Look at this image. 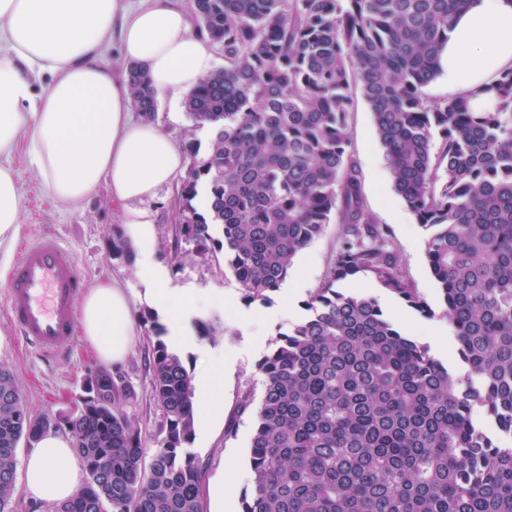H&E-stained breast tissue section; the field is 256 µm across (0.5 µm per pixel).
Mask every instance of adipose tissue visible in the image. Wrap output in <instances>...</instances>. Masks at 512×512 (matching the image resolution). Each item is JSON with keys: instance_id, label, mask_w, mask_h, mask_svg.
I'll use <instances>...</instances> for the list:
<instances>
[{"instance_id": "ef3b65f1", "label": "adipose tissue", "mask_w": 512, "mask_h": 512, "mask_svg": "<svg viewBox=\"0 0 512 512\" xmlns=\"http://www.w3.org/2000/svg\"><path fill=\"white\" fill-rule=\"evenodd\" d=\"M114 41L122 60L142 66L156 94L174 106L214 66L209 40L193 33L177 0H0V245L20 230L22 197L11 163L17 152L71 206L107 190L139 242L135 263L146 301L165 315L174 344L189 345L193 321L223 310L224 301L169 287L144 247L152 220L141 204L184 172L186 158L155 121L135 117L125 74L104 60ZM510 68L512 0H473L440 58L448 92L472 93L473 111H483L492 101L474 89ZM80 324L103 363L122 362L135 334L128 289L114 280L94 284ZM22 485L46 504L73 497L82 473L70 437L44 433L22 462Z\"/></svg>"}]
</instances>
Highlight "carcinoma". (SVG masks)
<instances>
[{
    "label": "carcinoma",
    "instance_id": "1",
    "mask_svg": "<svg viewBox=\"0 0 512 512\" xmlns=\"http://www.w3.org/2000/svg\"><path fill=\"white\" fill-rule=\"evenodd\" d=\"M469 0H193L194 31L224 51V69L185 99L214 136L194 141L174 209L178 237L224 252L249 303H265L331 217L341 242L307 314L259 361L264 394L250 444L243 512H512V70L470 96L431 101L454 18ZM135 108L156 118L146 71L127 68ZM361 86L395 190L430 231L426 257L466 375L405 335L368 281L431 313L375 223L351 151L350 85ZM208 212L196 207L201 187ZM221 227L222 238L210 234ZM112 256L132 262L119 227ZM152 388L164 412L145 461L141 430L83 381L72 434L87 482L51 512H204L186 451L195 388L181 357L152 343ZM42 435L10 371L0 368V512H12L21 441Z\"/></svg>",
    "mask_w": 512,
    "mask_h": 512
}]
</instances>
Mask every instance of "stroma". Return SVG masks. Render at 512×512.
Returning <instances> with one entry per match:
<instances>
[{
    "mask_svg": "<svg viewBox=\"0 0 512 512\" xmlns=\"http://www.w3.org/2000/svg\"><path fill=\"white\" fill-rule=\"evenodd\" d=\"M350 94L354 110L350 116L351 148L362 173L365 204L376 223L391 231L400 266L415 288L430 304L433 315L424 318L391 294L363 282L359 291L377 296L384 311L411 338L428 346L430 353L448 364L456 375H464L466 366L458 359V342L448 325L446 306L431 277L425 258L426 230L417 223L395 191L393 179L379 143L374 117L359 85ZM175 143L196 140L208 148L213 137L210 126L195 125L186 112H172L168 99L158 101L156 116ZM20 172L23 213L18 244L34 240L45 232L58 234L73 252L77 265L89 281L115 278L132 290H141L134 265L112 255L114 226L122 225L124 214L107 192H99L81 208L53 199L41 181L26 170L24 153L13 158ZM175 185L162 187L143 204L154 221L149 243L154 259L165 269L172 286H193L230 294L236 308L246 310L252 323L245 326L232 313L194 321L196 344L183 350L187 370L193 378L205 375L211 352L224 351L230 356L224 379L216 396L221 417L196 425L188 446L201 470L204 505L207 512H242L244 485L222 483L229 465L249 470L250 440L256 424V408L263 396V378L257 369L281 333L287 332L302 316V303L322 282L336 252L341 225L328 224L324 233L294 260L300 278H287L269 303L251 305L242 299L240 286L224 263L223 254L200 255L193 243L179 239L175 232ZM139 320L128 354L109 371L118 387L127 389L122 402L126 415L142 431L146 441H154L164 422L163 411L152 391L150 361L155 329L163 315L147 302L134 301ZM8 368L18 386L23 403L32 417H55L73 409L81 393L88 370L100 369L90 343L77 336L69 354L46 358L26 346L0 307V367ZM251 406L241 409L243 399Z\"/></svg>",
    "mask_w": 512,
    "mask_h": 512,
    "instance_id": "obj_1",
    "label": "stroma"
}]
</instances>
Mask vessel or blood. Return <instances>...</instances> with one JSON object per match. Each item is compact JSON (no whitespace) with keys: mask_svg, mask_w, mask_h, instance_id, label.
<instances>
[{"mask_svg":"<svg viewBox=\"0 0 512 512\" xmlns=\"http://www.w3.org/2000/svg\"><path fill=\"white\" fill-rule=\"evenodd\" d=\"M86 287L71 249L46 233L25 244L0 285L10 320L43 356L65 355L77 335V302Z\"/></svg>","mask_w":512,"mask_h":512,"instance_id":"vessel-or-blood-1","label":"vessel or blood"}]
</instances>
